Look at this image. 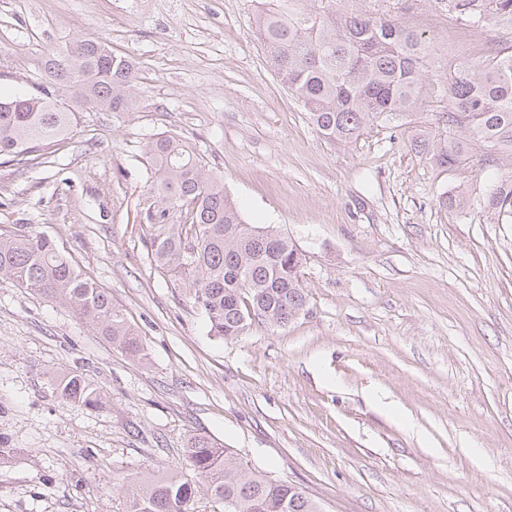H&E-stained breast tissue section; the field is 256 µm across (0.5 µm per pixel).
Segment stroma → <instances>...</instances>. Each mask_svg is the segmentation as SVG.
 Here are the masks:
<instances>
[{
    "label": "stroma",
    "mask_w": 512,
    "mask_h": 512,
    "mask_svg": "<svg viewBox=\"0 0 512 512\" xmlns=\"http://www.w3.org/2000/svg\"><path fill=\"white\" fill-rule=\"evenodd\" d=\"M259 0H0V96L33 92L73 38L134 59L136 107L80 110L45 163L0 159V233L46 237L138 332L131 358L59 301L0 279V512H126L136 480H196L205 436L323 512H512V223L483 209L494 153L440 168L410 147L436 131L461 60L512 50L406 0L438 60L407 124L320 137L254 34ZM181 134L245 220L302 254L307 305L285 327L209 335L148 251L146 144ZM462 194L464 205L443 207ZM86 376L100 408L64 405ZM53 389L63 404L101 406L104 403L100 391L83 374L66 375L56 380Z\"/></svg>",
    "instance_id": "35a3bbf8"
}]
</instances>
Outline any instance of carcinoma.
<instances>
[{
	"label": "carcinoma",
	"mask_w": 512,
	"mask_h": 512,
	"mask_svg": "<svg viewBox=\"0 0 512 512\" xmlns=\"http://www.w3.org/2000/svg\"><path fill=\"white\" fill-rule=\"evenodd\" d=\"M324 0H267L255 32L281 83L307 112L317 133L338 144L356 141L378 122L400 121L420 108V90L438 56L437 39L410 23L402 10L336 15ZM448 12L492 30L512 29V0H446ZM137 68L101 42L78 37L44 62L37 93L0 99V158L38 162L72 134L75 111L130 112ZM439 121L449 134L421 135L411 148L431 164L451 168L487 147L512 162V52L480 64L460 61L448 83V109ZM157 204L146 212L156 266L184 286L206 317L208 333L241 335L258 320L285 327L302 311V257L288 237L247 223L224 193V180L206 168L176 134L147 142ZM485 212L512 220V175L498 179ZM186 210L185 223H176ZM0 279L68 305L112 345L131 357L144 345L112 295L84 276L44 237L0 234ZM63 404L103 405L85 376L54 383ZM187 464L201 482L178 475L138 478L127 512H192L201 499L220 512H319L304 491L272 480L205 436L191 438Z\"/></svg>",
	"instance_id": "obj_1"
}]
</instances>
